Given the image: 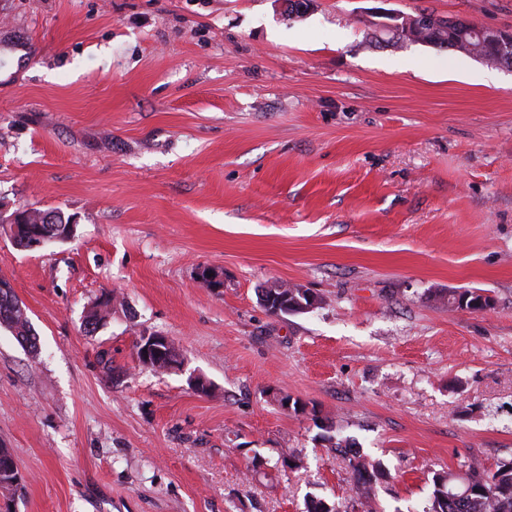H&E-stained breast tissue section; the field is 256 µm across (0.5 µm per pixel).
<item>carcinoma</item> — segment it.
Masks as SVG:
<instances>
[{
    "instance_id": "cac0c4a2",
    "label": "carcinoma",
    "mask_w": 512,
    "mask_h": 512,
    "mask_svg": "<svg viewBox=\"0 0 512 512\" xmlns=\"http://www.w3.org/2000/svg\"><path fill=\"white\" fill-rule=\"evenodd\" d=\"M427 41L434 46L472 56L481 53L490 58L492 64H498L496 47L490 42L482 44L470 39L464 45L455 38V32L446 28L428 29ZM27 213L28 223L21 226L14 239L18 247H28L27 237L34 228L50 236H58L71 223V218L58 211L29 209ZM448 306L462 310H484L491 306V298L479 289H465L449 295ZM20 307L9 282L0 279V328L8 330L21 346L34 350L37 336L28 317L22 316ZM13 464L12 449L0 447V494L3 496L13 497L22 489V484H14ZM349 465L357 503L363 512H375L373 487L383 476L380 465L360 454L351 455ZM425 512H512V458L499 461L493 472L472 462L461 475L454 472L436 474L430 505Z\"/></svg>"
}]
</instances>
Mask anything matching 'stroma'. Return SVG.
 I'll use <instances>...</instances> for the list:
<instances>
[{
    "mask_svg": "<svg viewBox=\"0 0 512 512\" xmlns=\"http://www.w3.org/2000/svg\"><path fill=\"white\" fill-rule=\"evenodd\" d=\"M423 9L512 31V0H0V214L76 222L0 229L37 336L0 328L12 512H360L347 442L377 512H424L512 457V68L380 26ZM27 213L28 223L21 226L17 237L14 239L15 245L18 247L28 248L27 237L29 235L31 237L29 248H42L47 243L61 240L60 237L49 238L38 233L30 234V232L34 228H39L50 236H58L66 230L67 224H70L72 220L71 217L65 218L62 213L53 212V210L27 209ZM47 218H50V220H47ZM491 306V298L479 289H465L453 292L448 297V307L467 310H484ZM349 465L356 490L357 503L365 510L363 512H375L373 507V487L377 480L383 476L380 465L364 458L360 454H353L349 458Z\"/></svg>",
    "mask_w": 512,
    "mask_h": 512,
    "instance_id": "1",
    "label": "stroma"
}]
</instances>
